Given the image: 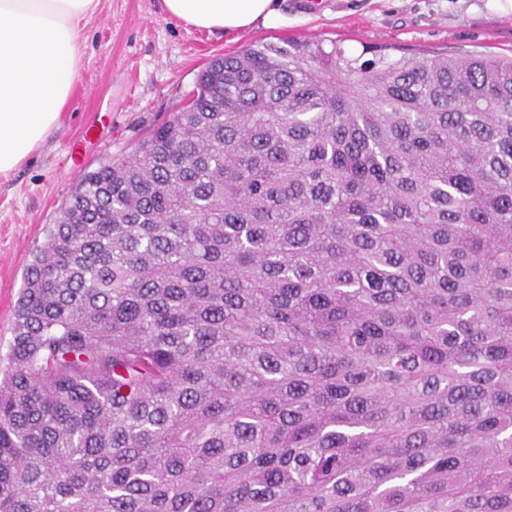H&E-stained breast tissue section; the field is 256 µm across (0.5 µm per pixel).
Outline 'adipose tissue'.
<instances>
[{"mask_svg": "<svg viewBox=\"0 0 512 512\" xmlns=\"http://www.w3.org/2000/svg\"><path fill=\"white\" fill-rule=\"evenodd\" d=\"M100 0H0V176L23 165L60 125L80 71L78 27ZM199 29L280 24L276 0H163Z\"/></svg>", "mask_w": 512, "mask_h": 512, "instance_id": "ef3b65f1", "label": "adipose tissue"}]
</instances>
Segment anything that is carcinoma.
<instances>
[{"label":"carcinoma","instance_id":"carcinoma-1","mask_svg":"<svg viewBox=\"0 0 512 512\" xmlns=\"http://www.w3.org/2000/svg\"><path fill=\"white\" fill-rule=\"evenodd\" d=\"M46 234L0 512H512L511 56L217 55Z\"/></svg>","mask_w":512,"mask_h":512}]
</instances>
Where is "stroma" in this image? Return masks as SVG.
<instances>
[{"label": "stroma", "mask_w": 512, "mask_h": 512, "mask_svg": "<svg viewBox=\"0 0 512 512\" xmlns=\"http://www.w3.org/2000/svg\"><path fill=\"white\" fill-rule=\"evenodd\" d=\"M284 21L238 33L170 17L163 0H101L77 31L83 60L58 129L32 159L0 178V377L11 368L14 311L32 252L43 244L84 171L130 153L168 121L206 63L259 41L336 42L359 60L429 55H512V0H280ZM91 125L82 165L64 163Z\"/></svg>", "instance_id": "stroma-1"}]
</instances>
